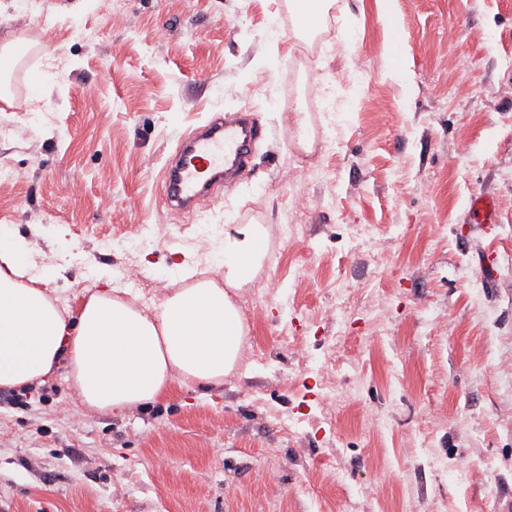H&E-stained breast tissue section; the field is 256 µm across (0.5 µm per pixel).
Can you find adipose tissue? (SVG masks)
Listing matches in <instances>:
<instances>
[{"label": "adipose tissue", "mask_w": 512, "mask_h": 512, "mask_svg": "<svg viewBox=\"0 0 512 512\" xmlns=\"http://www.w3.org/2000/svg\"><path fill=\"white\" fill-rule=\"evenodd\" d=\"M265 243L259 225H246L210 255L223 282L175 289L150 309L120 287L96 288L74 312L48 277L28 272V241L0 236V388L44 383L63 362L92 410L150 404L177 384L222 385L239 365L247 333L235 294L255 282Z\"/></svg>", "instance_id": "obj_1"}]
</instances>
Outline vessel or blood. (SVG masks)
Instances as JSON below:
<instances>
[{"mask_svg":"<svg viewBox=\"0 0 512 512\" xmlns=\"http://www.w3.org/2000/svg\"><path fill=\"white\" fill-rule=\"evenodd\" d=\"M264 129L248 114L240 113L201 133L184 137L163 175L165 207L178 211L205 190L244 168L252 143ZM495 201L483 194L470 196L466 216L472 224L493 223Z\"/></svg>","mask_w":512,"mask_h":512,"instance_id":"obj_1","label":"vessel or blood"}]
</instances>
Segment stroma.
I'll return each instance as SVG.
<instances>
[{"label": "stroma", "mask_w": 512, "mask_h": 512, "mask_svg": "<svg viewBox=\"0 0 512 512\" xmlns=\"http://www.w3.org/2000/svg\"><path fill=\"white\" fill-rule=\"evenodd\" d=\"M284 2L0 0V44H29L0 102V169L29 177H0V232L58 271L61 303L131 267V296L160 303L187 253L221 280L198 240L243 224L268 253L238 297L263 318L222 386L112 413L63 366L0 389V512L512 504V0H396L391 25L379 0H337L326 51L292 36ZM237 111L268 130L243 176L167 212L180 139ZM475 193L497 204L490 228L466 220Z\"/></svg>", "instance_id": "stroma-1"}]
</instances>
